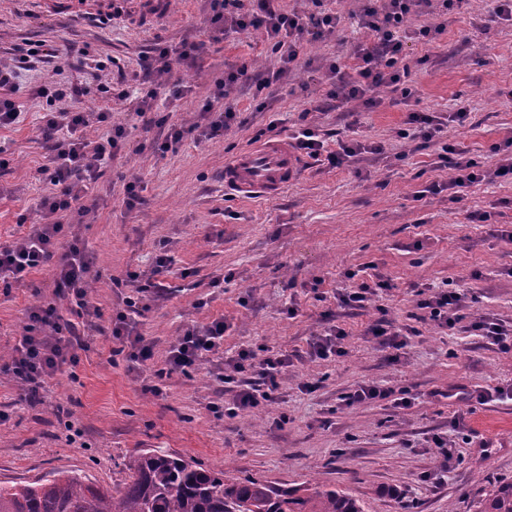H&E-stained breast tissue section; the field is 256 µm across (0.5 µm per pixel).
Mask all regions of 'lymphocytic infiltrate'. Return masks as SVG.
<instances>
[{
	"label": "lymphocytic infiltrate",
	"mask_w": 512,
	"mask_h": 512,
	"mask_svg": "<svg viewBox=\"0 0 512 512\" xmlns=\"http://www.w3.org/2000/svg\"><path fill=\"white\" fill-rule=\"evenodd\" d=\"M211 28L222 31L228 28L240 33L261 29L274 52L279 53L282 65L271 80L256 83L257 91L268 88L270 81L287 76L291 64L296 63L304 45L322 40L334 33L340 23L336 14L322 9L288 13L278 6V0H211ZM424 22L412 26L415 16ZM358 23L367 38L359 42L354 51L356 65L346 71L337 61L330 62L324 78L328 84L326 99L329 107L340 108L351 102L367 107H378L376 89H400L403 97L413 94L408 86V71L403 63L405 45L416 39L425 46H433L448 26L441 14L431 9V0H385L376 5L366 0L358 13ZM206 43L202 40L183 42L173 47L156 42L142 57L149 87L142 89L136 98L135 112L145 115L161 89L171 88L173 96H181V88L170 87L174 67L195 66ZM55 46L37 43L19 51L10 63H0V128L19 123L21 111L15 101L20 90L22 72L34 69L56 57ZM402 137L421 139L423 145L439 144L432 168L441 172V179L432 181L429 193H447L449 200H459L464 188L494 176L512 180V155L501 157L495 170L469 157L467 150L448 143L441 144L444 123L432 112L408 113ZM87 116L82 112H46L41 134L52 144L53 154L48 164L40 169L52 190L43 196L37 208L42 217L25 235L11 242L0 244V288H13L25 282L27 276L51 258H58L55 273V290L65 294L68 305L39 303L27 308L24 332L14 347L9 362L0 365V372L12 375L21 388L25 401H34L44 390L48 379L67 368L77 366L78 351L82 344L79 335L89 318L98 316L99 309L87 291L93 271V261L74 238L76 223L82 222L91 209L86 200L92 184L103 175L122 148L124 130L115 127L113 132L96 140L87 139L83 129ZM295 150L303 156L337 166L349 163L362 154L380 155L382 144L353 140L340 143L338 150L325 148L326 138L308 121H300L292 135ZM68 239L66 253L56 255L60 239ZM173 259L166 248H159L155 265L148 277L129 273L132 293L125 299V307L112 315L110 334L114 352L124 355L138 374L149 375V387L155 396H163V380L175 372L189 373L203 364L223 361L224 369L218 372L220 382L235 387L231 401L209 403L208 411L215 416L235 417L241 413L264 408L276 400L278 376L288 368V354L264 350L241 349L236 357L224 356L223 321L198 328L189 326L169 347L163 365H155L153 347L138 330V318L148 309L149 301L163 297V278L169 272ZM466 295L462 288L442 285L431 288L427 297L416 303L426 319L445 330L454 328L460 321Z\"/></svg>",
	"instance_id": "1"
}]
</instances>
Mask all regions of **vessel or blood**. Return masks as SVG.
I'll return each instance as SVG.
<instances>
[{
    "label": "vessel or blood",
    "mask_w": 512,
    "mask_h": 512,
    "mask_svg": "<svg viewBox=\"0 0 512 512\" xmlns=\"http://www.w3.org/2000/svg\"><path fill=\"white\" fill-rule=\"evenodd\" d=\"M299 178L297 156L283 135L250 145L224 163L225 188L245 199H274Z\"/></svg>",
    "instance_id": "b4317fda"
}]
</instances>
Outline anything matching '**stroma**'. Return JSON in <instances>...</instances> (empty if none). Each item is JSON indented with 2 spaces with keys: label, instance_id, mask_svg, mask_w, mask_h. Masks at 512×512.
Here are the masks:
<instances>
[{
  "label": "stroma",
  "instance_id": "obj_1",
  "mask_svg": "<svg viewBox=\"0 0 512 512\" xmlns=\"http://www.w3.org/2000/svg\"><path fill=\"white\" fill-rule=\"evenodd\" d=\"M493 0H468L448 15V27L434 56L423 45L406 44L404 62L417 89L405 99L382 89L381 106L322 111L326 92L322 65L348 57L364 37L357 0H325L341 17L337 30L305 47L302 62L288 79L264 95L267 111H257L254 89L238 85L222 112L233 104L238 122L223 138L189 135L177 151L160 153L154 143L167 125L193 126L206 96L229 64H245L258 77L280 67L261 32L226 30L209 41L210 0H0V63L16 49L46 40L59 49H86L103 61L100 70L78 71L70 58H56L22 79L20 123L0 130L12 158L0 169V242L27 233L38 223V199L51 192L39 169L51 153L40 138L44 100L31 90L46 80H69L87 95L62 103L65 111L87 113L84 133L94 139L109 126L126 138L117 159L93 184L96 208L78 234L94 259V301L101 317L84 329L89 348L73 372L50 379L40 402L16 404L14 379L0 374V482L31 483L61 471L86 475L101 486L122 481L123 461L142 448L176 453L211 470L229 469L291 486L312 482L344 491L365 512H476L494 484L512 481V400L461 403L458 392H495L512 384V352H502L475 335L472 322L497 318L512 322V180L489 178L464 189L462 199L433 195L426 187L437 174L434 149H417L399 134L407 113L429 110L448 119V142L495 169L499 146L512 140V24L484 29ZM209 45L195 67L181 68V97L161 93L153 113L166 126L145 123L129 102L104 87L123 80L125 90L145 80L139 63L157 41L176 46L183 39ZM467 108L465 122L452 121ZM111 110V124L98 122ZM309 110V122L328 131V149L338 140L382 143L385 152L365 154L332 167L306 158L302 176L273 200H244L224 187V163L254 144L267 124L280 120L286 132ZM142 188L143 205L127 209L125 185ZM486 212L484 224L471 213ZM27 224H18L19 214ZM173 257L165 277L166 297L153 303L139 329L164 360L171 342L186 327L226 324L224 355L244 347L286 352L293 363L279 380L278 400L266 409L216 418L209 402L224 398V386L202 368L174 373L157 397L145 391L123 357H111L110 316L130 290L128 273H150L160 244ZM380 274L391 282L362 310L339 307L336 292ZM221 287H213L217 277ZM54 266L33 271L24 284L0 290V352H12L32 304L51 301ZM452 280L468 300L462 319L444 331L416 320L414 285ZM297 307L288 317V307ZM387 311L415 336L399 352L381 347L367 330ZM342 327L343 357L321 360L310 343L331 326ZM360 384L406 391L411 405L394 408L379 401L344 406L345 393ZM464 414L466 430L453 428ZM444 436L454 450L448 473L433 439Z\"/></svg>",
  "mask_w": 512,
  "mask_h": 512
}]
</instances>
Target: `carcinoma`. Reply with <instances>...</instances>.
<instances>
[{
    "mask_svg": "<svg viewBox=\"0 0 512 512\" xmlns=\"http://www.w3.org/2000/svg\"><path fill=\"white\" fill-rule=\"evenodd\" d=\"M123 470L118 488L63 472L0 485V512H363L357 500L335 489L240 478L153 448L129 456ZM478 512H512V482L493 487Z\"/></svg>",
    "mask_w": 512,
    "mask_h": 512,
    "instance_id": "obj_1",
    "label": "carcinoma"
}]
</instances>
